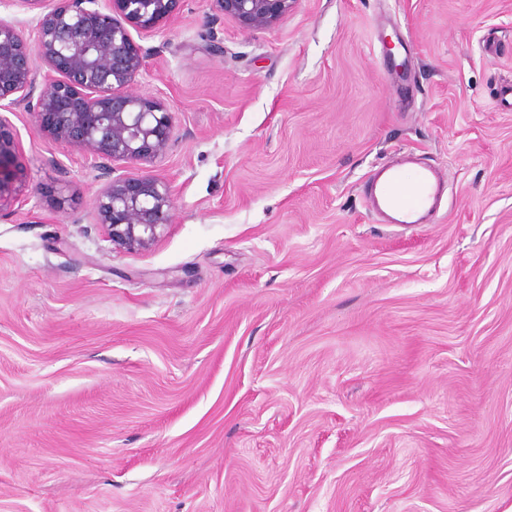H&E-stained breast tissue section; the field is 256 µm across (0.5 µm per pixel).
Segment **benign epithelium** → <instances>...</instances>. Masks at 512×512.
<instances>
[{
    "label": "benign epithelium",
    "instance_id": "1",
    "mask_svg": "<svg viewBox=\"0 0 512 512\" xmlns=\"http://www.w3.org/2000/svg\"><path fill=\"white\" fill-rule=\"evenodd\" d=\"M37 11L35 34L0 18V108L27 103L40 130L105 171L94 199L96 223L112 248L150 250L172 222L166 183L143 171L114 175V164L141 168L168 149L174 131L166 102L131 90L144 67L132 32L153 34L173 21L180 0H12ZM244 30L270 29L296 0H211ZM39 94H34V91ZM9 120L0 115V213L22 206L25 174Z\"/></svg>",
    "mask_w": 512,
    "mask_h": 512
}]
</instances>
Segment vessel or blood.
<instances>
[{
  "instance_id": "1",
  "label": "vessel or blood",
  "mask_w": 512,
  "mask_h": 512,
  "mask_svg": "<svg viewBox=\"0 0 512 512\" xmlns=\"http://www.w3.org/2000/svg\"><path fill=\"white\" fill-rule=\"evenodd\" d=\"M403 158H395L376 170L370 177L369 200L377 212L389 217L394 224H418L432 211L444 180L434 168L415 170L412 179H404Z\"/></svg>"
}]
</instances>
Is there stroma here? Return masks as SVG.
<instances>
[{
  "label": "stroma",
  "instance_id": "obj_1",
  "mask_svg": "<svg viewBox=\"0 0 512 512\" xmlns=\"http://www.w3.org/2000/svg\"><path fill=\"white\" fill-rule=\"evenodd\" d=\"M135 40L174 117L151 251L7 113L0 512H512V0H297L254 31L182 0ZM405 153L446 181L433 223L367 205ZM20 149L9 120L0 114V214L15 211L16 205L19 208L25 202L22 199L25 174L16 164Z\"/></svg>",
  "mask_w": 512,
  "mask_h": 512
}]
</instances>
